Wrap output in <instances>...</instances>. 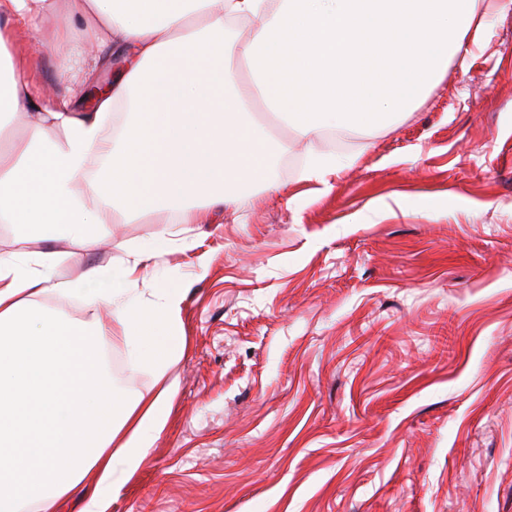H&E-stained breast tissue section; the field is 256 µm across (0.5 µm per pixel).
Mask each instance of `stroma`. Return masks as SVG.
I'll return each mask as SVG.
<instances>
[{
  "mask_svg": "<svg viewBox=\"0 0 512 512\" xmlns=\"http://www.w3.org/2000/svg\"><path fill=\"white\" fill-rule=\"evenodd\" d=\"M387 125L288 141L197 224H106L63 268L168 232L138 288H182L164 431L108 512H512V0ZM335 156L326 182L309 150ZM115 388L150 371L106 346ZM332 172H336V159L310 150L303 178L324 182L326 175Z\"/></svg>",
  "mask_w": 512,
  "mask_h": 512,
  "instance_id": "35a3bbf8",
  "label": "stroma"
}]
</instances>
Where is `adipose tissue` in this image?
Wrapping results in <instances>:
<instances>
[{"label":"adipose tissue","instance_id":"obj_1","mask_svg":"<svg viewBox=\"0 0 512 512\" xmlns=\"http://www.w3.org/2000/svg\"><path fill=\"white\" fill-rule=\"evenodd\" d=\"M476 0H0V52L32 27L39 54L53 65L46 98L16 59L0 64V138L16 113L29 112L28 136L0 147V223L15 225L20 249L0 254V512H57L80 486L81 512H106L164 430L177 392L168 379L184 353L179 325L185 291L159 288L152 303L132 277L173 241L159 234L126 251L119 265L65 278L68 253L34 250L65 239L88 248L92 230L131 215L182 204V221L269 181L272 152L258 133L256 107L298 137L327 128L378 127L410 109L438 83L473 28ZM254 28L228 63L225 33ZM387 50L380 81L367 65ZM126 68L93 106L89 75L113 52ZM248 81L238 87V71ZM121 185L105 195L99 177ZM99 201L88 209L86 197ZM81 296L74 322L44 306L46 293ZM109 306V323L100 309ZM124 344L151 370L147 392L113 397L112 420L92 450L80 446L98 412L101 351Z\"/></svg>","mask_w":512,"mask_h":512}]
</instances>
